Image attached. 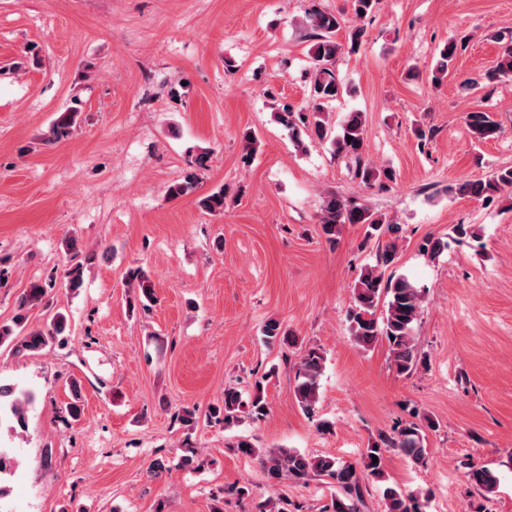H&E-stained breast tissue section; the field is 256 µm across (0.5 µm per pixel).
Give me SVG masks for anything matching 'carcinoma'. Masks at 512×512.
Instances as JSON below:
<instances>
[{"label": "carcinoma", "mask_w": 512, "mask_h": 512, "mask_svg": "<svg viewBox=\"0 0 512 512\" xmlns=\"http://www.w3.org/2000/svg\"><path fill=\"white\" fill-rule=\"evenodd\" d=\"M352 12L359 25L348 32L347 44L336 40V32L341 28L343 17L312 7L306 14L310 29V93L307 105L294 109L288 105L276 108L275 119L293 135L297 146H302L301 133L307 130L317 139L328 141L337 156H347L354 160L356 173L370 187L385 188L391 173L381 169L364 156L366 138L365 122L360 112H350L334 130L329 123V109L342 96L343 86L336 77L334 64L345 49L356 50L364 35L362 22L374 12L377 0H350ZM458 40L448 39L440 51L434 69V80L448 71L456 56ZM512 77V44L505 46L496 65L487 73L490 81ZM76 111L61 113L54 122L48 140L54 141L69 134L75 123ZM468 134L475 140L484 141L494 137L499 125L486 112H468L464 118ZM512 188V168L500 169L486 179L466 180L448 186V192L474 199L491 200L505 189ZM193 176L182 182L171 184L167 193L179 198L196 192ZM200 209L214 215L224 213L226 193L224 189L210 192L197 198ZM321 230L330 240H335L345 224H366L379 236L390 239L378 242L376 264L360 271L352 288V301L346 319L355 344L369 349L380 340L388 344L391 361L400 374L413 372L418 364L413 330L418 320L422 292L417 285L405 276H385L388 267L397 258V238L394 234L399 227L378 214L367 204L356 203L334 192L327 193L321 203ZM128 287L139 288L146 296L151 294V286L145 272L137 267L129 270ZM50 285L34 281L18 298V313L12 321L0 322V342L12 336H21V347L37 352L56 342L65 344L69 335V320L65 313L57 311L44 329L25 330L27 312L41 305H47V290ZM266 342L274 344L287 339L286 332L277 320H270L264 326ZM324 356L315 349L307 351L297 363L295 372L294 396L306 413L314 411L320 399V377L324 369ZM28 396H20L11 387L0 384V421L6 420L19 428L25 426V406ZM248 408V415L260 419L267 414L263 382L254 384L253 395L245 402L234 388L224 390V404L213 412L214 417L229 427L239 420V413ZM394 448L414 464H425L428 448L423 426L410 423L396 431L393 436L380 435L368 443L356 463H345L331 456H310L295 449L276 448L260 450L250 440L240 439L236 443L237 452L247 456L261 457L268 474L279 479L286 476L298 483L323 480L334 488L332 512H361L369 484L379 486L384 502V512H426L428 496L419 490H406L387 483L384 472V451ZM378 462H373V458ZM469 482L484 494H493L500 484V477L492 468L473 466L468 471Z\"/></svg>", "instance_id": "1"}]
</instances>
